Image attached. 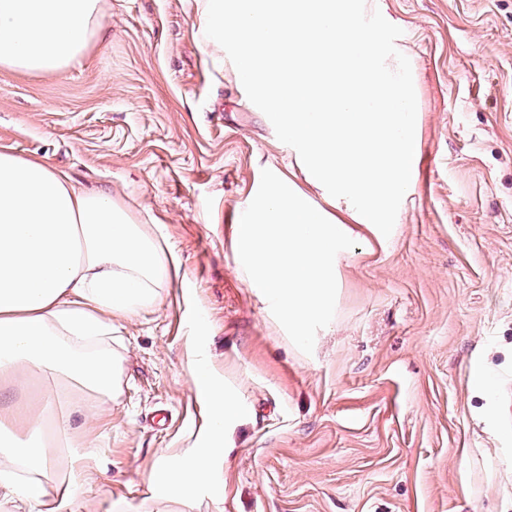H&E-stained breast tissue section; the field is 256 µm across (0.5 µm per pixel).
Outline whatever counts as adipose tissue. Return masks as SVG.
Here are the masks:
<instances>
[{"label":"adipose tissue","instance_id":"obj_1","mask_svg":"<svg viewBox=\"0 0 512 512\" xmlns=\"http://www.w3.org/2000/svg\"><path fill=\"white\" fill-rule=\"evenodd\" d=\"M101 0H0V69L60 74L104 41ZM180 260L132 223L107 188L85 191L35 157L0 148V382L22 372L52 379L40 413L0 414V505L61 512L91 457L86 409L118 390L121 361L104 344L112 320L153 304ZM187 368L205 409L196 445L161 453L154 495L194 512L217 489L225 439L242 416L236 393L207 362Z\"/></svg>","mask_w":512,"mask_h":512}]
</instances>
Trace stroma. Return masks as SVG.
I'll return each instance as SVG.
<instances>
[{"instance_id":"obj_1","label":"stroma","mask_w":512,"mask_h":512,"mask_svg":"<svg viewBox=\"0 0 512 512\" xmlns=\"http://www.w3.org/2000/svg\"><path fill=\"white\" fill-rule=\"evenodd\" d=\"M196 2L103 0L107 40L66 72L0 70V148L109 187L181 260L114 323L120 388L65 512H178L147 476L203 421L193 336L246 412L196 512H512V0H386L414 75L416 191L391 236H356L309 355L233 243L262 169L300 170L234 65L211 63Z\"/></svg>"}]
</instances>
